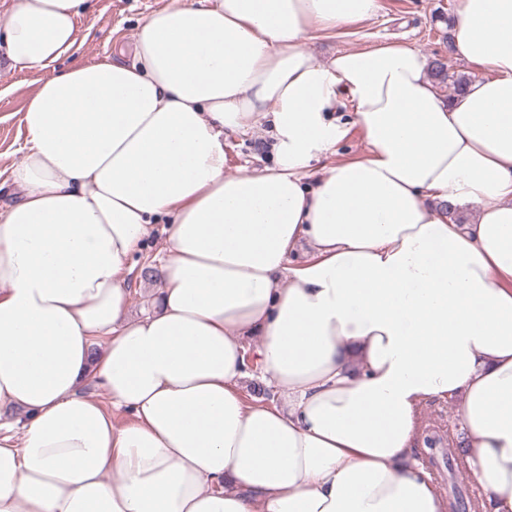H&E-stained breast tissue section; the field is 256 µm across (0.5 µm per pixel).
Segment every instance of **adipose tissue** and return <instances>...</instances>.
<instances>
[{"label": "adipose tissue", "instance_id": "obj_1", "mask_svg": "<svg viewBox=\"0 0 512 512\" xmlns=\"http://www.w3.org/2000/svg\"><path fill=\"white\" fill-rule=\"evenodd\" d=\"M86 7L0 10V54L40 73L0 209V410L25 417L0 422V512H447L413 457L429 401L457 404L468 471L512 512V0H459L480 76L448 96L410 45L304 48L377 0H169L131 62L68 67ZM346 101L367 152L306 186ZM262 119L273 166L226 175L225 133ZM164 248V236L161 234L159 227H156L147 240V248L134 258L133 271L129 276V286L132 291L130 313L133 316H139L150 311V293L158 288L160 283L158 279L149 280L141 277V270L145 265H149L144 268V273L153 272L152 265L156 268ZM147 259L150 261L149 264H145Z\"/></svg>", "mask_w": 512, "mask_h": 512}]
</instances>
